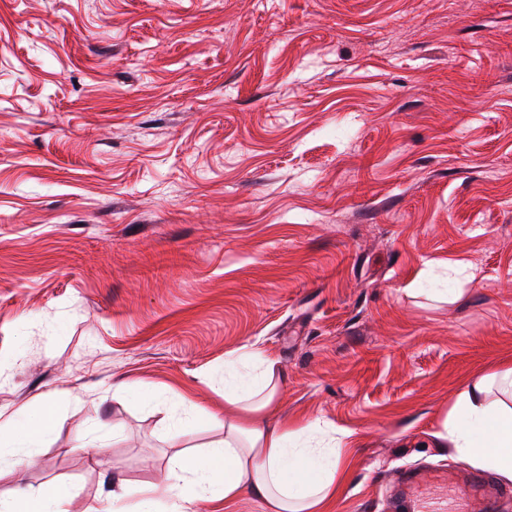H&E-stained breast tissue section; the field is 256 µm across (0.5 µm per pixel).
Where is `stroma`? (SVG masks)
Listing matches in <instances>:
<instances>
[{
    "instance_id": "obj_1",
    "label": "stroma",
    "mask_w": 512,
    "mask_h": 512,
    "mask_svg": "<svg viewBox=\"0 0 512 512\" xmlns=\"http://www.w3.org/2000/svg\"><path fill=\"white\" fill-rule=\"evenodd\" d=\"M251 344L350 434L330 512H512L432 444L512 360V0H0V408L55 409L0 495L131 505Z\"/></svg>"
}]
</instances>
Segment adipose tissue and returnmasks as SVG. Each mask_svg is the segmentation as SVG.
Here are the masks:
<instances>
[{"mask_svg": "<svg viewBox=\"0 0 512 512\" xmlns=\"http://www.w3.org/2000/svg\"><path fill=\"white\" fill-rule=\"evenodd\" d=\"M286 373L278 359L243 348L224 359V420L221 436L207 453L180 457L163 484H147L129 512H189L183 490L207 503L231 502L250 494L264 512H327L336 498L335 462H323L312 435L275 420ZM484 381L462 393L453 424L434 432L438 447L456 448L477 467L512 480V406L487 401ZM53 407L32 413L0 411V476L23 463L21 449L41 445L52 430Z\"/></svg>", "mask_w": 512, "mask_h": 512, "instance_id": "1", "label": "adipose tissue"}]
</instances>
